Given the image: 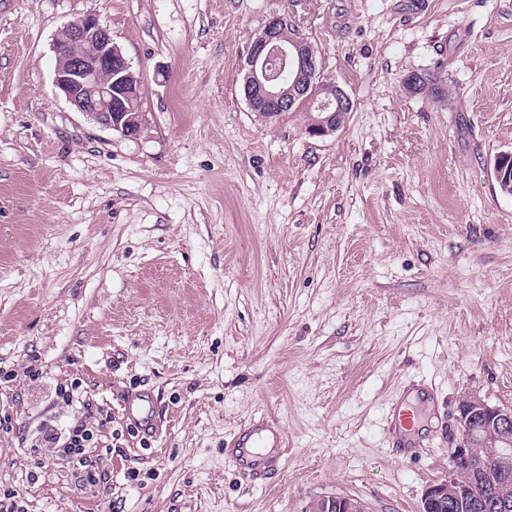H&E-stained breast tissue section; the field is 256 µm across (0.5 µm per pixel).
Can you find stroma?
<instances>
[{
    "mask_svg": "<svg viewBox=\"0 0 512 512\" xmlns=\"http://www.w3.org/2000/svg\"><path fill=\"white\" fill-rule=\"evenodd\" d=\"M90 13L141 81L139 139L54 84ZM273 14L352 99L336 133L250 110ZM414 73L447 97L408 93ZM510 151L512 0H0V512L12 491L25 512H419L461 397L512 407ZM412 381L439 405L406 460L384 422ZM73 382L81 403L55 404ZM143 389L145 442L122 405ZM86 401L110 418L93 487L22 438ZM269 416L280 471L255 485L229 443ZM312 512H364L357 501L347 497H328L315 502Z\"/></svg>",
    "mask_w": 512,
    "mask_h": 512,
    "instance_id": "stroma-1",
    "label": "stroma"
}]
</instances>
